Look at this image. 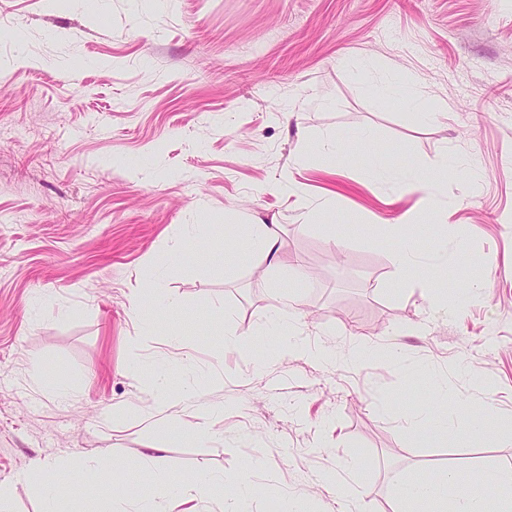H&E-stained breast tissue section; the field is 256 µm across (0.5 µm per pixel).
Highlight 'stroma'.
Masks as SVG:
<instances>
[{
  "label": "stroma",
  "mask_w": 512,
  "mask_h": 512,
  "mask_svg": "<svg viewBox=\"0 0 512 512\" xmlns=\"http://www.w3.org/2000/svg\"><path fill=\"white\" fill-rule=\"evenodd\" d=\"M0 481L38 512L34 459L106 455L131 483L164 446L175 483L241 478L236 512H399L401 481L512 468V0H0ZM397 77L424 109L370 95ZM370 131L335 155L333 136ZM448 155L455 168L437 170ZM422 168L425 215L373 168ZM295 183L299 192L281 193ZM281 227L298 272L190 224ZM448 255L452 314L395 254ZM235 257L225 263V254ZM163 276L161 294L150 285ZM289 352L263 330L283 297ZM243 339L224 347L225 331ZM181 333L180 344L168 343ZM325 349L330 361L312 357ZM167 364L183 437L144 418ZM72 387L58 396L33 374ZM490 430L422 441L404 425L439 378ZM396 261L408 278H419L422 269L421 252L415 235L402 242L396 254Z\"/></svg>",
  "instance_id": "obj_1"
}]
</instances>
